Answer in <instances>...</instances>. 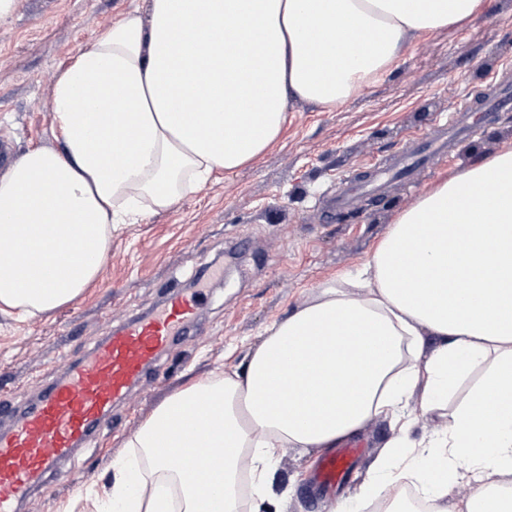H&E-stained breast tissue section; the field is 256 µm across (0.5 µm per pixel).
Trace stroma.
Returning a JSON list of instances; mask_svg holds the SVG:
<instances>
[{"mask_svg":"<svg viewBox=\"0 0 512 512\" xmlns=\"http://www.w3.org/2000/svg\"><path fill=\"white\" fill-rule=\"evenodd\" d=\"M143 0H19L0 20V137L13 157L29 148L62 149L53 124L59 70L79 49ZM512 66V0H487L463 26L415 40L371 86L334 108L295 103L280 140L255 163L216 173L171 208L121 225L97 278L74 301L24 321L0 315V396L24 405L47 376L64 375L113 327L161 305L169 287L203 288L196 326L178 338L142 381L112 408L93 441L24 501L19 512H54L107 477L124 445L154 409L189 381L218 368H243L263 329L283 319L320 285L365 263L393 216L414 196L398 187L362 196L327 223L315 201L340 178L361 180L388 166L410 135L426 132L463 95L481 98ZM512 146V112L459 140L418 178L440 176ZM388 418L358 433L362 452L335 489L317 480L320 452L286 450L274 494L259 512H332L355 497L377 455L393 439Z\"/></svg>","mask_w":512,"mask_h":512,"instance_id":"stroma-1","label":"stroma"}]
</instances>
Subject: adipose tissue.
Masks as SVG:
<instances>
[{
  "instance_id": "adipose-tissue-1",
  "label": "adipose tissue",
  "mask_w": 512,
  "mask_h": 512,
  "mask_svg": "<svg viewBox=\"0 0 512 512\" xmlns=\"http://www.w3.org/2000/svg\"><path fill=\"white\" fill-rule=\"evenodd\" d=\"M484 2L148 0L126 11L58 74L63 149L29 148L0 175V223L16 226L0 239V314L77 299L129 212L168 209L215 171L253 163L290 101L345 102L413 38L463 25ZM353 23L378 34L360 55L312 41L314 28ZM198 98L207 111H188ZM445 407L447 429L412 440L416 413ZM177 410L207 415L195 442L161 441ZM379 416L396 434L337 512H413L408 485L429 512H512V146L437 179L360 269L268 326L244 369L173 392L86 510L240 512L243 493L272 494L287 449L337 447ZM463 480L471 493L449 500Z\"/></svg>"
}]
</instances>
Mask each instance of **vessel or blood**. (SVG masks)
Returning <instances> with one entry per match:
<instances>
[{
  "label": "vessel or blood",
  "mask_w": 512,
  "mask_h": 512,
  "mask_svg": "<svg viewBox=\"0 0 512 512\" xmlns=\"http://www.w3.org/2000/svg\"><path fill=\"white\" fill-rule=\"evenodd\" d=\"M493 86L494 94L480 107L461 101L432 131L411 135L395 159L394 172L377 171L360 182H343L336 193L319 199L318 210L337 214L357 195L380 192L392 175H410L420 162L447 154L451 144L476 131L473 115H481L488 123L496 113L511 111L512 80L500 74ZM202 303V294L172 290L162 313L114 330L85 360L65 375L48 380L25 409H17L9 400L0 402V420L9 423L0 432V512H17L35 486L58 474L62 462L86 444L111 414L113 404L169 349L175 328L196 318ZM353 454V449L346 448L325 459L319 471L321 480L329 485L341 481Z\"/></svg>",
  "instance_id": "1"
}]
</instances>
